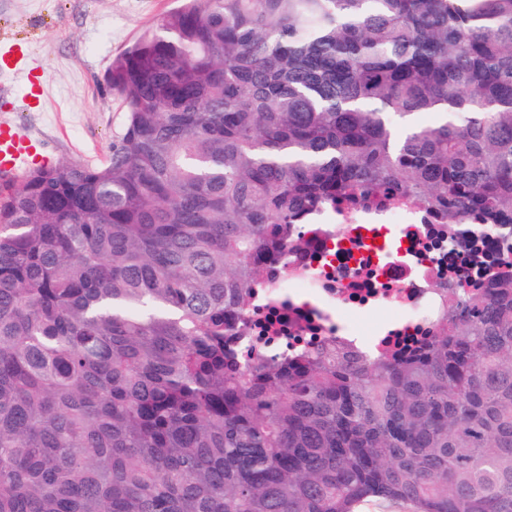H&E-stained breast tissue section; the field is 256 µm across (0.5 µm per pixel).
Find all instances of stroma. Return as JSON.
<instances>
[{"label":"stroma","instance_id":"obj_1","mask_svg":"<svg viewBox=\"0 0 512 512\" xmlns=\"http://www.w3.org/2000/svg\"><path fill=\"white\" fill-rule=\"evenodd\" d=\"M178 5L177 0H0V54L21 50L19 68L0 69V113L37 136L50 164L106 162L126 123L110 89L113 58ZM44 94L25 103L30 79Z\"/></svg>","mask_w":512,"mask_h":512}]
</instances>
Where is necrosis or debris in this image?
Wrapping results in <instances>:
<instances>
[{
	"mask_svg": "<svg viewBox=\"0 0 512 512\" xmlns=\"http://www.w3.org/2000/svg\"><path fill=\"white\" fill-rule=\"evenodd\" d=\"M304 247L269 258L230 345L241 360H283L337 342L362 355L385 353L429 335L452 291L478 298L491 283L472 251L512 269V225L480 237L477 219L447 226L419 204L339 200L302 225ZM370 319V331L359 321Z\"/></svg>",
	"mask_w": 512,
	"mask_h": 512,
	"instance_id": "4bbe7bcc",
	"label": "necrosis or debris"
}]
</instances>
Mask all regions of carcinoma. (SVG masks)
<instances>
[{"label":"carcinoma","instance_id":"1","mask_svg":"<svg viewBox=\"0 0 512 512\" xmlns=\"http://www.w3.org/2000/svg\"><path fill=\"white\" fill-rule=\"evenodd\" d=\"M106 81L107 163L0 187V512H512V272L393 356L224 348L327 203L512 221V0H182Z\"/></svg>","mask_w":512,"mask_h":512}]
</instances>
